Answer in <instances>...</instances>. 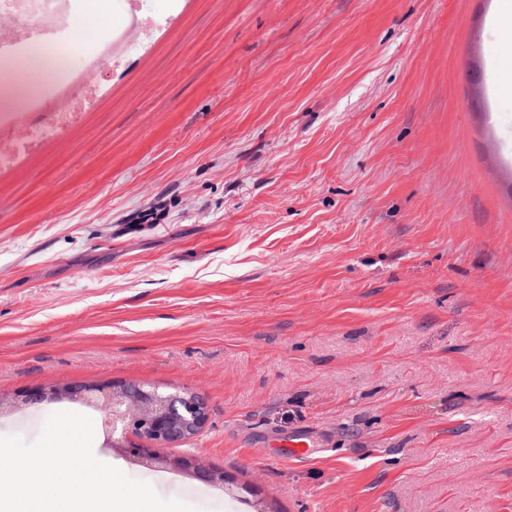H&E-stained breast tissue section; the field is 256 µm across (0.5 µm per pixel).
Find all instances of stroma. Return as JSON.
<instances>
[{"label":"stroma","instance_id":"obj_1","mask_svg":"<svg viewBox=\"0 0 512 512\" xmlns=\"http://www.w3.org/2000/svg\"><path fill=\"white\" fill-rule=\"evenodd\" d=\"M151 46L0 172V396H201L171 448L92 449L200 512H512V17L499 0H138ZM126 0H89L79 69ZM24 48L0 54L13 109ZM80 403L0 413L34 441ZM299 431L320 452L276 456Z\"/></svg>","mask_w":512,"mask_h":512}]
</instances>
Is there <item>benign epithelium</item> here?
<instances>
[{
  "label": "benign epithelium",
  "mask_w": 512,
  "mask_h": 512,
  "mask_svg": "<svg viewBox=\"0 0 512 512\" xmlns=\"http://www.w3.org/2000/svg\"><path fill=\"white\" fill-rule=\"evenodd\" d=\"M105 398L108 413L103 424L112 437V447L129 460L151 464L162 462L175 471L186 473L207 484L224 483V473L207 468L185 457L164 458L159 449L184 443L197 436L208 420L206 406L194 394L161 393L144 385L128 382L64 384L56 388L30 387L18 391L22 403L33 405L58 399L93 403ZM139 436L138 441L128 439V434Z\"/></svg>",
  "instance_id": "7a95c632"
}]
</instances>
